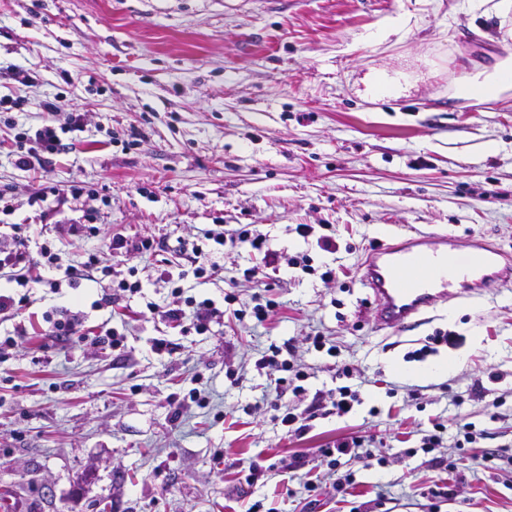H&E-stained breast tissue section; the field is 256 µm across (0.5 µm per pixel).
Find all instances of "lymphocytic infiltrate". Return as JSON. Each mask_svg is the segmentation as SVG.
<instances>
[{
	"label": "lymphocytic infiltrate",
	"mask_w": 512,
	"mask_h": 512,
	"mask_svg": "<svg viewBox=\"0 0 512 512\" xmlns=\"http://www.w3.org/2000/svg\"><path fill=\"white\" fill-rule=\"evenodd\" d=\"M43 109L52 116V123L33 131L23 130L15 137V164L21 169L45 167L50 163L52 156L68 152L71 144L65 140V133L83 128L82 113L62 111L59 106L50 101L44 102ZM211 243L219 246L229 244L240 247L260 257L259 262L242 270H234L230 278L231 284L235 285L243 281L251 285L253 294L250 303H240L238 295L233 292L224 295L225 305L232 306V315L239 321L250 317L256 323L263 324L270 319L278 303L271 296L274 283L269 272L279 265L284 264L309 275L319 274L321 281L326 284L336 279L335 269L329 268L321 273L316 272L308 254L299 252L290 255L272 249L267 234L254 224H240L230 228L219 224L204 230L199 243L193 244L187 257L195 279L206 282L216 272L217 264L207 249L208 244ZM21 246V241L7 242L0 239V277L25 290L42 284L43 279L40 274H37L35 264L27 258ZM159 279L171 284L173 297L184 300L183 306L180 307L148 303L147 309L150 314L167 326L177 328L187 322L197 333L203 334L208 332L211 322L223 318L225 314L223 307H217L215 301L209 298L199 299L193 295H185L183 287L174 285V277L169 270H162ZM82 322V313L68 309L60 311L58 319L52 322V340L63 343L75 338L82 344L89 342L115 351L125 348L127 336L119 332L116 327L100 324L98 333L87 337L78 332ZM292 349L293 346L288 341L280 345L270 344L256 360L255 366L257 369L266 371L267 375L273 376V391L276 398L280 399L290 394L297 402L303 403V411L290 410L281 417V423L286 427L288 434L299 437L307 430L306 419L315 417L323 401H330L333 414L343 416L351 412L354 403L359 401L360 394L351 387L343 385L328 390L324 394L318 392L314 396H307L302 385L306 378L305 373L294 371L291 361L283 357L284 352ZM363 446L362 437L349 436L336 440L332 446L319 449V457L329 459L332 468L338 472L336 477L338 491H347L354 483L352 473L344 474L340 471L343 458L349 457L364 462L369 460L370 454L364 451Z\"/></svg>",
	"instance_id": "lymphocytic-infiltrate-1"
}]
</instances>
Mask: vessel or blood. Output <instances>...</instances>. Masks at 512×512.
I'll use <instances>...</instances> for the list:
<instances>
[{
    "label": "vessel or blood",
    "mask_w": 512,
    "mask_h": 512,
    "mask_svg": "<svg viewBox=\"0 0 512 512\" xmlns=\"http://www.w3.org/2000/svg\"><path fill=\"white\" fill-rule=\"evenodd\" d=\"M428 237L381 245L362 264L383 327L406 328L422 322L440 300L450 301L495 280L512 281V253L474 240L468 251H439Z\"/></svg>",
    "instance_id": "1"
}]
</instances>
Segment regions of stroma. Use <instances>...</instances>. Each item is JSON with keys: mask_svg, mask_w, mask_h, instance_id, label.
<instances>
[{"mask_svg": "<svg viewBox=\"0 0 512 512\" xmlns=\"http://www.w3.org/2000/svg\"><path fill=\"white\" fill-rule=\"evenodd\" d=\"M506 53L512 38L477 0H0V96L19 102L0 121V236L16 224L32 261L48 241L64 262L94 254L142 283L108 309L92 306L111 293L108 277L54 290L51 269L30 289L28 336L0 359V496L20 512H98L102 500L112 512H512V282L438 304L413 329H382L359 271L376 245L410 231L512 251V93L479 104L450 86ZM15 69L30 83L13 81ZM373 72L410 86L367 99ZM47 101L83 113V130L46 169L22 170L15 131L44 124ZM74 181L81 198L50 196ZM42 191L46 202L31 204ZM89 219L99 235L68 234L67 221ZM215 224L259 225L274 248L309 253L316 272L281 267L280 307L263 325L228 316L200 335L144 316L146 302L172 300L161 269L177 270ZM298 224L333 225L335 253L298 237ZM115 235H149L164 249L119 260ZM214 259L209 282L184 284L220 302L250 257L228 246ZM325 265L335 284L321 282ZM66 308L84 312L86 333L120 314L126 350L53 343L45 317ZM439 330L459 335L462 363L415 377L408 352ZM317 331L340 357L307 348ZM158 339L171 351H154ZM286 341L309 392L336 388L342 362L357 365L351 414L316 416L304 436H288L254 366ZM195 377L207 405L178 407ZM436 419L448 437L460 421L480 437L421 453ZM352 434L379 462H349L348 496L317 451ZM500 448V460L477 464ZM294 454L307 464L290 472Z\"/></svg>", "mask_w": 512, "mask_h": 512, "instance_id": "stroma-1", "label": "stroma"}]
</instances>
